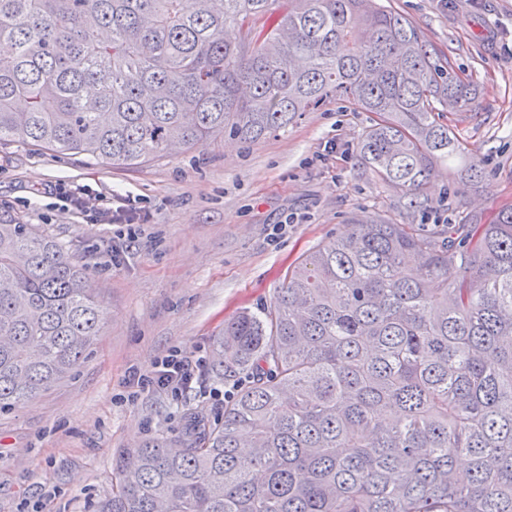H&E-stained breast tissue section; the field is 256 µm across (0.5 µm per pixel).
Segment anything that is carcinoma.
Returning a JSON list of instances; mask_svg holds the SVG:
<instances>
[{
  "instance_id": "carcinoma-1",
  "label": "carcinoma",
  "mask_w": 512,
  "mask_h": 512,
  "mask_svg": "<svg viewBox=\"0 0 512 512\" xmlns=\"http://www.w3.org/2000/svg\"><path fill=\"white\" fill-rule=\"evenodd\" d=\"M472 95L379 0H0V145L134 166L342 97L415 205L440 161L479 176L439 115ZM78 251L0 214V413L98 336ZM210 372L223 414L129 449L96 512H512V207L439 236L354 224L224 323Z\"/></svg>"
}]
</instances>
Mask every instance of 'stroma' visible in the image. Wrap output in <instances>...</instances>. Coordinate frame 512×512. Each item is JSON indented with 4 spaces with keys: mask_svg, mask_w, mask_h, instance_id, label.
Masks as SVG:
<instances>
[{
    "mask_svg": "<svg viewBox=\"0 0 512 512\" xmlns=\"http://www.w3.org/2000/svg\"><path fill=\"white\" fill-rule=\"evenodd\" d=\"M393 5L476 89L470 106L444 111L442 120L480 159L482 175L470 183L456 162L438 164L421 207L407 208L400 191L365 166L357 144L373 115L338 98L260 142L219 138L134 167L0 146V212L61 242H80L106 308L74 375L0 413V512H93L112 489L120 450L160 434L177 437L187 408L221 414L206 363L225 320L261 308L288 269L349 232L353 216L432 232L473 214L487 224L512 206V0ZM58 185L82 188L103 209L115 196L132 197L148 221L132 228L92 222L51 195ZM131 230L138 241L128 252ZM111 246L121 249L119 260L107 255ZM174 348L204 361L194 389L125 400L131 371Z\"/></svg>",
    "mask_w": 512,
    "mask_h": 512,
    "instance_id": "stroma-1",
    "label": "stroma"
}]
</instances>
